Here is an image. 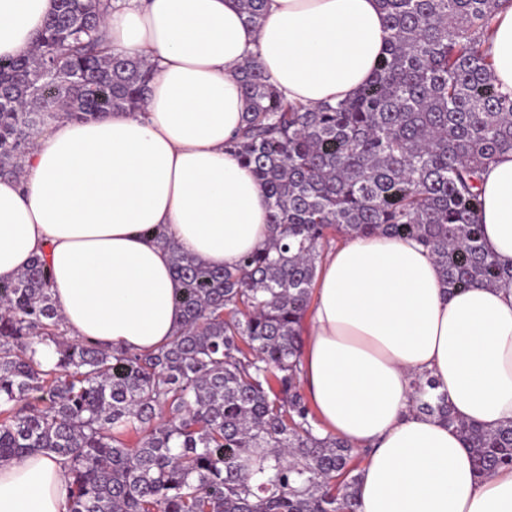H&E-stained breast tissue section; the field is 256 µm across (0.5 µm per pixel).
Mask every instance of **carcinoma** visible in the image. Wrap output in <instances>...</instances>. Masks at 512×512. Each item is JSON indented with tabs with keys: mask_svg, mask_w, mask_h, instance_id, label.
<instances>
[{
	"mask_svg": "<svg viewBox=\"0 0 512 512\" xmlns=\"http://www.w3.org/2000/svg\"><path fill=\"white\" fill-rule=\"evenodd\" d=\"M26 54L0 58V177L18 178L48 121L143 110L154 67L108 53V0H55ZM260 27L265 0H239ZM385 56L359 93L317 107L286 101L259 62L225 143L266 194L269 236L233 268L181 252L184 326L152 351L66 336L52 276L35 258L0 282V464L40 453L68 465V512H355L354 448L322 433L304 393L302 327L331 242L415 238L448 293L512 289L485 250L476 191L512 150V95L485 43L499 0H380ZM54 349L47 368L34 343ZM417 378L415 410L458 428L477 474L512 469V420L457 419Z\"/></svg>",
	"mask_w": 512,
	"mask_h": 512,
	"instance_id": "1",
	"label": "carcinoma"
}]
</instances>
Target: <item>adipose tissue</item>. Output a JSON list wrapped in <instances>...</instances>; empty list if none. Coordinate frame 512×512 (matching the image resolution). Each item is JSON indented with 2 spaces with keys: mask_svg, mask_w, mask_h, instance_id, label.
<instances>
[{
  "mask_svg": "<svg viewBox=\"0 0 512 512\" xmlns=\"http://www.w3.org/2000/svg\"><path fill=\"white\" fill-rule=\"evenodd\" d=\"M54 7L0 0V57L27 53ZM104 34L153 64L146 106L51 121L22 178L0 179V281L44 256L69 336L149 351L184 321L170 253L149 228L218 268L269 235L264 191L224 149L246 110L238 68L257 59L292 102L350 98L384 56L387 29L379 0H266L257 29L236 0H125ZM486 49L496 86L512 93V6ZM479 192L485 246L511 265L512 151ZM302 369L324 427L369 451L356 512H512V470L479 477L460 432L414 410L412 386L433 378L464 421L512 420V290L451 295L416 241L349 238L317 270ZM69 496L62 461L0 464V512H67Z\"/></svg>",
  "mask_w": 512,
  "mask_h": 512,
  "instance_id": "adipose-tissue-1",
  "label": "adipose tissue"
}]
</instances>
